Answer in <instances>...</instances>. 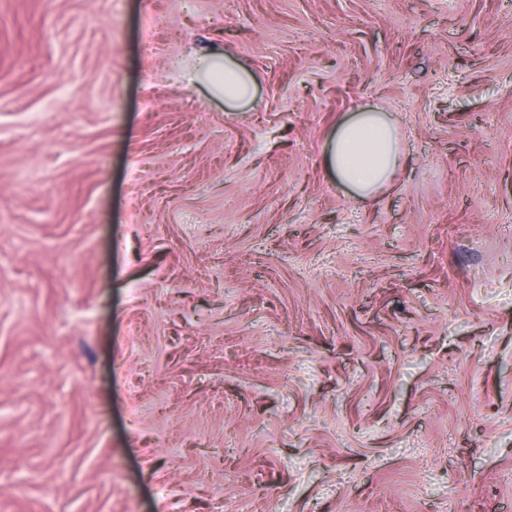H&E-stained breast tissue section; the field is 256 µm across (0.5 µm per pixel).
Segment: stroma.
Wrapping results in <instances>:
<instances>
[{"label": "stroma", "instance_id": "stroma-1", "mask_svg": "<svg viewBox=\"0 0 512 512\" xmlns=\"http://www.w3.org/2000/svg\"><path fill=\"white\" fill-rule=\"evenodd\" d=\"M0 512H512V0H0ZM191 83L206 85L210 94L224 99L228 109H236L251 102L255 95L256 76L221 50H213L199 57L198 65L189 75ZM325 158L337 183L371 197L391 182L403 163L398 129L387 112L362 108L333 130Z\"/></svg>", "mask_w": 512, "mask_h": 512}]
</instances>
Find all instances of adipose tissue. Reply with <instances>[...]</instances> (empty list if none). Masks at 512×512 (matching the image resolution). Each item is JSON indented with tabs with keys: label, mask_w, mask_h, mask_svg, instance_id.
I'll list each match as a JSON object with an SVG mask.
<instances>
[{
	"label": "adipose tissue",
	"mask_w": 512,
	"mask_h": 512,
	"mask_svg": "<svg viewBox=\"0 0 512 512\" xmlns=\"http://www.w3.org/2000/svg\"><path fill=\"white\" fill-rule=\"evenodd\" d=\"M189 80L206 85L230 109L251 102L255 95L254 73L219 50L200 56ZM325 158L337 183L361 197L376 195L403 163L398 129L387 112L362 108L333 130Z\"/></svg>",
	"instance_id": "adipose-tissue-1"
}]
</instances>
